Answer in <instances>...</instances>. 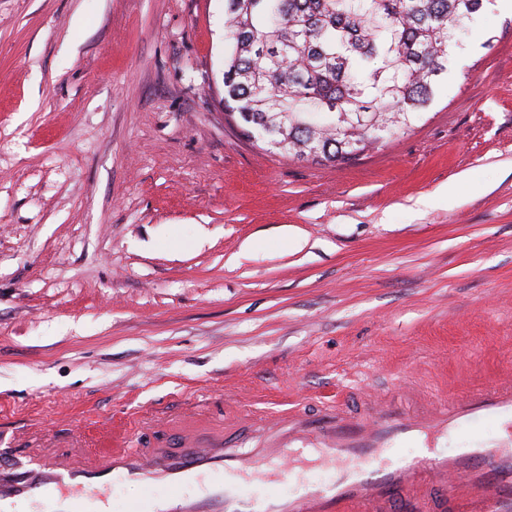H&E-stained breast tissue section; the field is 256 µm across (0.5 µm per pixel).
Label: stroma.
<instances>
[{
	"instance_id": "1",
	"label": "stroma",
	"mask_w": 512,
	"mask_h": 512,
	"mask_svg": "<svg viewBox=\"0 0 512 512\" xmlns=\"http://www.w3.org/2000/svg\"><path fill=\"white\" fill-rule=\"evenodd\" d=\"M512 0L345 164L247 139L224 0H0V435L512 374ZM302 249L284 247V234Z\"/></svg>"
}]
</instances>
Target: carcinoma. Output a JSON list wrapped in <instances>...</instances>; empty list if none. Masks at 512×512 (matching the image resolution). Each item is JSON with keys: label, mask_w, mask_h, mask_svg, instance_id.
I'll use <instances>...</instances> for the list:
<instances>
[{"label": "carcinoma", "mask_w": 512, "mask_h": 512, "mask_svg": "<svg viewBox=\"0 0 512 512\" xmlns=\"http://www.w3.org/2000/svg\"><path fill=\"white\" fill-rule=\"evenodd\" d=\"M495 0H225L224 107L281 154L344 163L434 101Z\"/></svg>", "instance_id": "1"}]
</instances>
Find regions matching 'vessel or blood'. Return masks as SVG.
I'll use <instances>...</instances> for the list:
<instances>
[{
  "instance_id": "obj_1",
  "label": "vessel or blood",
  "mask_w": 512,
  "mask_h": 512,
  "mask_svg": "<svg viewBox=\"0 0 512 512\" xmlns=\"http://www.w3.org/2000/svg\"><path fill=\"white\" fill-rule=\"evenodd\" d=\"M481 421L499 431L449 453L434 439ZM251 452L225 432L187 431L167 447L166 418L137 431L96 427L48 448H0V512H111L115 482L140 485L127 512H512V380L405 416L327 404L260 418ZM419 443L409 458L393 441ZM329 472L304 478L306 466Z\"/></svg>"
}]
</instances>
